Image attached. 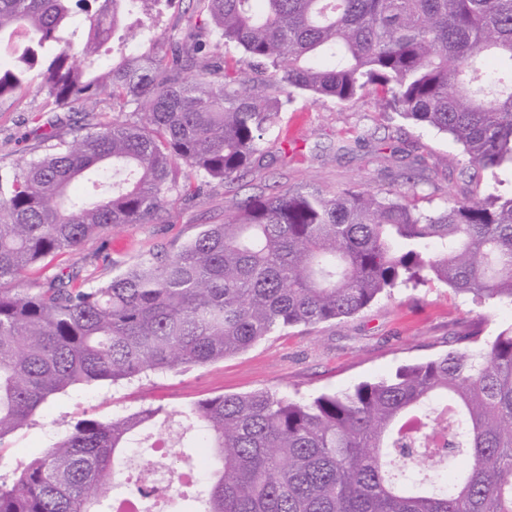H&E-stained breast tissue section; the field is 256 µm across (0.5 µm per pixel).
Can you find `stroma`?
Returning <instances> with one entry per match:
<instances>
[{
    "instance_id": "1",
    "label": "stroma",
    "mask_w": 512,
    "mask_h": 512,
    "mask_svg": "<svg viewBox=\"0 0 512 512\" xmlns=\"http://www.w3.org/2000/svg\"><path fill=\"white\" fill-rule=\"evenodd\" d=\"M42 101L32 92L0 101L1 172L40 154L29 133ZM339 141L348 154H334ZM282 147L287 157H280ZM463 165L462 148L451 137L384 111L375 95L341 105L298 93L285 103L265 134L262 153L240 178L212 184L193 198H172L155 223L126 224L89 238L79 253L48 257L30 267L23 280L38 288L64 273L81 287L96 288L140 258L179 250L203 225L222 223L225 212L256 193L333 191L353 184L384 192L403 185L410 166L426 178L417 188L420 209L436 210L461 193ZM475 326L481 341L490 340L512 326V305L480 303L434 280L380 298L352 317L272 334L244 353L205 366H179L119 385H81L51 398L27 427L0 444V475H9L83 418L121 416L149 406L175 413L208 398L263 389L288 396L347 389L429 360Z\"/></svg>"
}]
</instances>
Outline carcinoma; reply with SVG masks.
I'll return each mask as SVG.
<instances>
[{
	"label": "carcinoma",
	"mask_w": 512,
	"mask_h": 512,
	"mask_svg": "<svg viewBox=\"0 0 512 512\" xmlns=\"http://www.w3.org/2000/svg\"><path fill=\"white\" fill-rule=\"evenodd\" d=\"M173 2L0 0V100L33 89L52 113L42 154L0 175V445L70 387L223 360L397 288L512 305V193L483 184L512 168V0H192L185 28L158 29ZM369 89L462 147L466 189L442 209H417L414 184L288 189L98 288L23 286L45 258L237 178L293 92ZM71 113L88 130L67 141ZM478 341L351 390L191 405L185 432L218 463L200 512H512V326ZM163 413L76 422L0 482V512H113L127 451Z\"/></svg>",
	"instance_id": "1"
}]
</instances>
